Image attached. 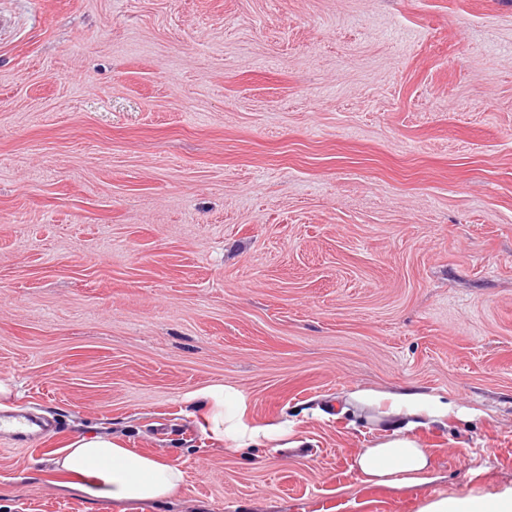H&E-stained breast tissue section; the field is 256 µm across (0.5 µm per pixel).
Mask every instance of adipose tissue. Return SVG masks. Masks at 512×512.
Wrapping results in <instances>:
<instances>
[{
  "instance_id": "obj_1",
  "label": "adipose tissue",
  "mask_w": 512,
  "mask_h": 512,
  "mask_svg": "<svg viewBox=\"0 0 512 512\" xmlns=\"http://www.w3.org/2000/svg\"><path fill=\"white\" fill-rule=\"evenodd\" d=\"M204 409L201 428L216 444L231 441L234 450L260 445L258 434L244 430L238 421L224 419V389L209 387L194 394ZM361 406H376L389 415L447 416L451 409L440 398L417 393L352 394ZM359 471L368 482L377 485L402 483L416 485L430 471V451L413 436L396 429L392 436L380 439L357 457ZM57 472L86 480L88 494L103 493L116 500L157 501L174 495L183 481L182 471L159 456L143 455L125 448L123 441L107 434L74 437L63 453L54 459Z\"/></svg>"
}]
</instances>
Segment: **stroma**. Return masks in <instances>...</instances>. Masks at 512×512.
Listing matches in <instances>:
<instances>
[{
	"label": "stroma",
	"instance_id": "1",
	"mask_svg": "<svg viewBox=\"0 0 512 512\" xmlns=\"http://www.w3.org/2000/svg\"><path fill=\"white\" fill-rule=\"evenodd\" d=\"M0 512H115L51 470L103 429L152 512L512 495V0H0ZM285 442L227 451L190 393ZM441 396L427 482L365 483L356 391ZM2 420H15V429L4 431L9 433L16 444H29L52 433L50 423L44 420L33 419L23 415L0 416V427Z\"/></svg>",
	"mask_w": 512,
	"mask_h": 512
}]
</instances>
